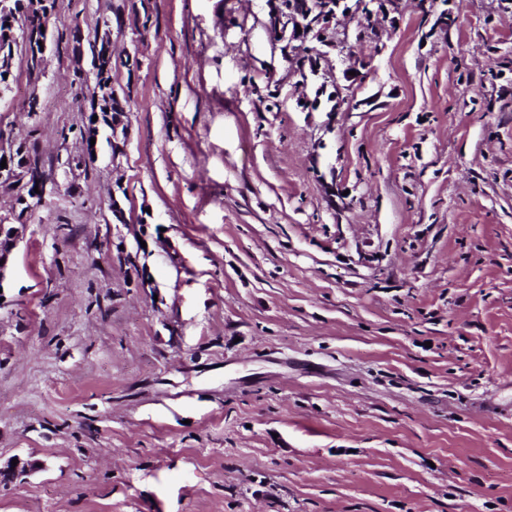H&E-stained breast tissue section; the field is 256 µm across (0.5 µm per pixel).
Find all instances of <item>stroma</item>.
<instances>
[{"mask_svg": "<svg viewBox=\"0 0 512 512\" xmlns=\"http://www.w3.org/2000/svg\"><path fill=\"white\" fill-rule=\"evenodd\" d=\"M105 18L123 154L67 173ZM374 25L305 81L266 0H59L15 52L0 512H512V0ZM23 144H20L19 150L17 151V159L16 163L14 164L10 160V171L7 175V179L12 178L14 181L11 182L7 187L12 188L14 183H19L20 181L24 180L26 178V184L28 185L30 182H32L31 187L28 189V195L30 198L31 195L29 194L31 190L35 187L36 181L34 179L36 174H41L40 168L38 163L34 160L33 166H28V155L23 151L22 146ZM13 169V170H12ZM10 173L12 175H10Z\"/></svg>", "mask_w": 512, "mask_h": 512, "instance_id": "stroma-1", "label": "stroma"}]
</instances>
